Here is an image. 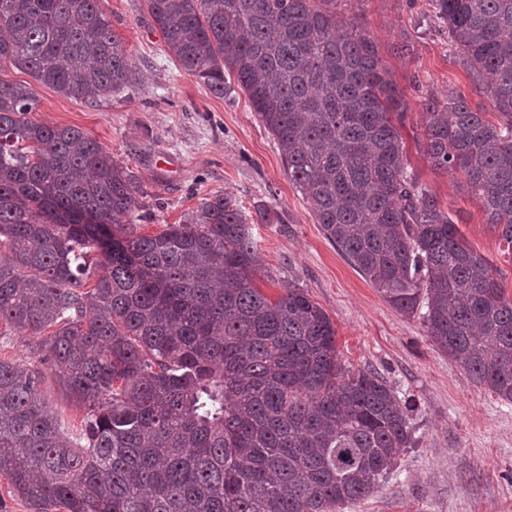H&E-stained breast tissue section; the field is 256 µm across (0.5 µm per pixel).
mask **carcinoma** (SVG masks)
Returning <instances> with one entry per match:
<instances>
[{"label": "carcinoma", "instance_id": "obj_1", "mask_svg": "<svg viewBox=\"0 0 512 512\" xmlns=\"http://www.w3.org/2000/svg\"><path fill=\"white\" fill-rule=\"evenodd\" d=\"M165 50L274 136L326 239L476 384L512 402V300L423 185L407 108L336 0H147ZM496 122L453 89L421 103L433 169L459 173L512 244V0H429ZM0 324L40 367L0 358V476L37 512H336L412 447L371 371L345 369L302 288L273 299L235 198L143 234L129 167L75 126L39 122L27 82L97 100L132 62L102 0H0ZM86 409L79 431L43 369ZM42 396L52 404L56 409L61 411L68 428H72L73 424H77L83 418L86 410L75 405L69 398L63 394L62 390L50 370L44 369V379L41 385Z\"/></svg>", "mask_w": 512, "mask_h": 512}]
</instances>
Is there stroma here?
I'll list each match as a JSON object with an SVG mask.
<instances>
[{"instance_id": "1", "label": "stroma", "mask_w": 512, "mask_h": 512, "mask_svg": "<svg viewBox=\"0 0 512 512\" xmlns=\"http://www.w3.org/2000/svg\"><path fill=\"white\" fill-rule=\"evenodd\" d=\"M132 61V83L89 101L38 86L34 119L82 129L127 165L144 191L143 233L179 223L203 198L233 196L265 260L257 282L270 297L304 289L336 330L341 363L377 373L410 407L414 444L374 492L339 512H512V404L471 381L430 341L419 317L384 300L323 235L285 172L274 137L240 91L214 96L169 58L147 0H104ZM346 21L378 45L408 105L401 130L420 181L458 217L467 243L486 256L512 298V248L489 224L458 174L435 171L420 154V102L456 88L472 108L493 106L429 18L428 0H337ZM414 46L397 55L400 42Z\"/></svg>"}]
</instances>
